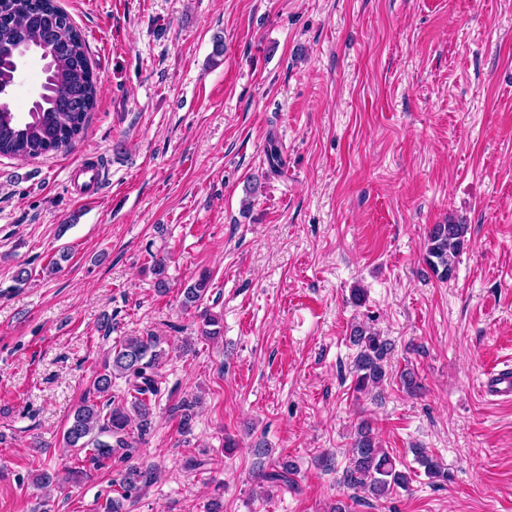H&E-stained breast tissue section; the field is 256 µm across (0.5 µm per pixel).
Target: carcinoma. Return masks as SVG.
<instances>
[{"mask_svg": "<svg viewBox=\"0 0 512 512\" xmlns=\"http://www.w3.org/2000/svg\"><path fill=\"white\" fill-rule=\"evenodd\" d=\"M48 57L52 70L45 73L43 95L32 110L13 111L10 103L0 104V156L34 159L70 147L89 122L97 100L93 67L75 69L79 59H89L85 40L69 15L55 0H0V84L11 85L23 58ZM468 225L448 221L430 229L424 246V260L442 281L452 278L455 262L463 249ZM209 291V279L202 275L183 290L184 308L196 307ZM351 343L357 347L354 359L355 386L367 395L386 378L392 352L391 342L379 332L355 326ZM160 338L128 336L112 348L103 371L94 378L74 407L63 433L65 443L85 452L94 464L115 457L128 462L151 428L153 398L160 394L158 367L164 355ZM127 384L130 405L110 398L112 378ZM138 420L137 435L129 432L130 415ZM269 449L255 448L258 476L274 486H295V466L289 461L267 471L263 458ZM414 460L434 482L448 480V472L424 448L413 449ZM156 473L150 467L129 465L119 473V496L106 501V512H124L125 502L137 498ZM410 475L380 447L370 425L361 424L343 471L347 488L362 491L379 501L394 490L408 486Z\"/></svg>", "mask_w": 512, "mask_h": 512, "instance_id": "carcinoma-1", "label": "carcinoma"}]
</instances>
